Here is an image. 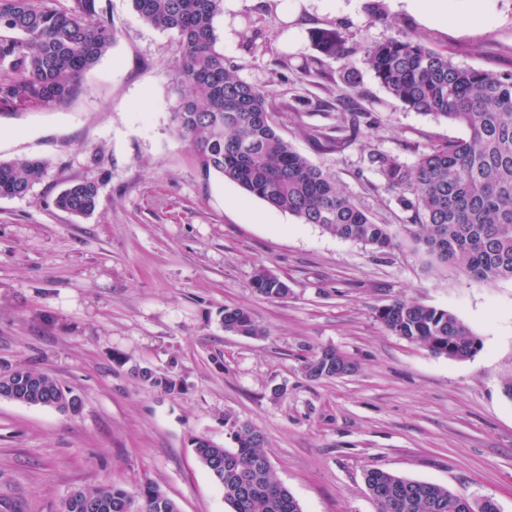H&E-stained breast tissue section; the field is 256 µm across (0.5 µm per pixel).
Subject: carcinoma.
I'll use <instances>...</instances> for the list:
<instances>
[{
    "label": "carcinoma",
    "instance_id": "cac0c4a2",
    "mask_svg": "<svg viewBox=\"0 0 512 512\" xmlns=\"http://www.w3.org/2000/svg\"><path fill=\"white\" fill-rule=\"evenodd\" d=\"M148 26L177 35L178 51L169 75L180 89L172 120L195 151L201 169L216 172L269 206L304 224H316L340 239L375 249L395 245L388 224L375 223L343 193L322 166L294 149L275 127L273 103L264 88L250 84L227 66L216 49L213 21L221 0H130ZM121 29L103 15L100 0H0V109L61 106L78 95L83 75L114 46ZM316 46L342 60L350 92L359 94L352 56L361 52L384 90L404 107L463 126L467 138L426 148L407 165L384 154L371 163L397 195L407 223L400 235L440 267L448 265L484 282L512 280V73L459 67L445 52L417 38L398 35L360 49L347 46L336 31H322ZM364 112H349L332 138L309 133L316 147L333 153L364 137ZM40 159L0 161V198H22L45 176ZM93 180L69 185L55 200L70 214L85 216L97 207ZM253 288L269 299L288 296V283L264 268ZM377 319L395 335L431 353L464 360L481 349L480 339L452 312L398 299L377 310ZM222 325L240 336L265 335L245 307L224 309ZM312 380L336 379L355 371L353 360L324 347L304 361ZM136 373L155 387L179 388L171 376L148 368ZM68 391L46 372L26 367L0 374V397L34 406L68 409ZM224 448L198 438V462L224 491L231 512H301L299 503L276 478L264 450L263 434L235 423ZM377 512H461L460 496L438 484L408 479L380 468L364 474ZM179 512L156 484L146 482L136 497L107 483L80 488L63 512Z\"/></svg>",
    "mask_w": 512,
    "mask_h": 512
}]
</instances>
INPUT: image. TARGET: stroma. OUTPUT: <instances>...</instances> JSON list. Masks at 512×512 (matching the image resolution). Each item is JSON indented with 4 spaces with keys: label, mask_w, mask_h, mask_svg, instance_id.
Returning a JSON list of instances; mask_svg holds the SVG:
<instances>
[{
    "label": "stroma",
    "mask_w": 512,
    "mask_h": 512,
    "mask_svg": "<svg viewBox=\"0 0 512 512\" xmlns=\"http://www.w3.org/2000/svg\"><path fill=\"white\" fill-rule=\"evenodd\" d=\"M378 2L375 15L369 0H302L295 13L286 0H222L214 25L226 62L274 102L278 132L376 222L398 225L406 215L370 154L410 164L467 132L405 108L362 65L367 137L320 153L306 132L342 123L348 88L314 33L355 47L408 34L458 66L512 73V0H493L486 30L432 28ZM101 7L122 35L76 100L0 112V160L48 163L27 196L0 198V370L50 373L82 400L72 414L0 398V512H59L74 489L134 494L148 481L179 512H230L193 442L233 447L234 421L263 433L302 512H377L371 467L512 512V281L431 267L406 243L381 251L333 237L204 174L172 122L176 35L145 25L130 0ZM249 17L261 30L252 48ZM314 57L317 73L303 74ZM85 179L100 184L94 214L59 210L58 193ZM261 266L287 280L286 299L254 292ZM397 299L451 311L482 349L453 360L396 336L376 312ZM236 306L264 337L224 330ZM324 347L357 373L307 378L305 358ZM137 367L171 373L179 391L143 382Z\"/></svg>",
    "instance_id": "obj_1"
}]
</instances>
